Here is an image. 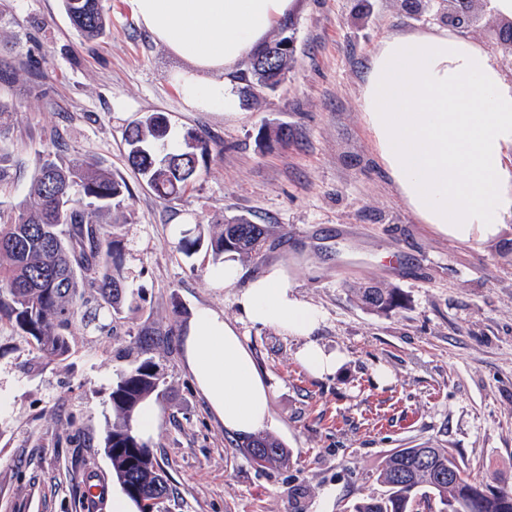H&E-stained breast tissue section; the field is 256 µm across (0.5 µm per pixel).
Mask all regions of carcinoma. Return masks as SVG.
<instances>
[{
	"instance_id": "carcinoma-1",
	"label": "carcinoma",
	"mask_w": 512,
	"mask_h": 512,
	"mask_svg": "<svg viewBox=\"0 0 512 512\" xmlns=\"http://www.w3.org/2000/svg\"><path fill=\"white\" fill-rule=\"evenodd\" d=\"M64 7L84 38L95 40L105 33L108 18L100 0H64ZM293 59L292 51L275 56L267 70L252 59L232 80L242 84L244 97L254 100L256 91L278 88ZM168 133L166 115L154 112L126 136L129 163L162 200L185 192L212 155L210 140L188 131L180 145L160 158L154 144ZM258 137L268 143L288 142L281 127L263 126ZM130 196L121 177L78 161L46 157L15 217L0 224V322L20 331L37 352L51 359L67 357L78 324L91 335H112L110 317L122 312L128 296L121 241L103 216L120 209ZM221 224L218 233L182 235L177 249L189 257L204 247L213 263L222 264L228 252L242 258L259 254L270 236L266 225L244 216ZM352 291L359 303L377 312L399 305L392 289L354 286ZM138 335L144 358L112 387L116 421L107 431L104 449L113 475L138 499L140 512H160L167 486L133 420L143 401L164 394L165 377L148 357L150 332ZM244 452L260 466L289 456L278 439L267 435L251 439ZM376 481L382 491L359 499L352 512H512V485L470 477L449 448H392Z\"/></svg>"
}]
</instances>
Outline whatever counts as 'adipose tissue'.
<instances>
[{
  "label": "adipose tissue",
  "instance_id": "obj_1",
  "mask_svg": "<svg viewBox=\"0 0 512 512\" xmlns=\"http://www.w3.org/2000/svg\"><path fill=\"white\" fill-rule=\"evenodd\" d=\"M151 38L192 63L180 75L186 102L231 110L228 79L288 20L296 0H130ZM208 81H201L200 73ZM378 156L401 199L422 223L460 242L496 237L512 220V84L499 63L448 31L385 37L359 97ZM240 318L303 341L309 373H336L343 356L316 332L321 310L303 300L275 262L237 296ZM183 359L209 410L237 437L273 420L271 391L236 325L208 308L183 329Z\"/></svg>",
  "mask_w": 512,
  "mask_h": 512
}]
</instances>
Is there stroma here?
<instances>
[{"label":"stroma","mask_w":512,"mask_h":512,"mask_svg":"<svg viewBox=\"0 0 512 512\" xmlns=\"http://www.w3.org/2000/svg\"><path fill=\"white\" fill-rule=\"evenodd\" d=\"M102 6L109 26L88 41L62 0H0V60L30 64L0 81L10 112L0 153L11 165L0 220L26 199L43 157L122 177L132 197L109 220L139 304L116 315L112 337L75 329L64 360L0 324V512H92L88 481L115 485L104 452L110 395L144 327L167 384L150 443L171 489L162 512H350L377 491L388 450L423 442L453 448L470 476L512 484V222L487 242L434 232L400 198L358 107L380 41L444 28L447 4L432 0L418 15L405 0H297L287 79L231 113L188 106L177 82L186 62L152 40L129 0ZM470 7L463 37L511 82L498 35L512 21L491 0ZM153 112L168 117L172 139L192 129L214 147L198 181L167 201L126 160L127 129ZM265 125L287 128V144L259 141ZM241 215L271 228L263 252L242 261L243 280L287 265L300 297L324 313L319 343L344 356L335 374L303 369L300 339L241 322L237 288L207 276L210 255L177 250L174 225L216 232ZM357 284L394 289L400 304L367 309ZM201 307L237 323L271 384L266 432L289 449L287 462L253 464L245 439L226 433L196 389L175 331ZM381 369L391 374L384 384Z\"/></svg>","instance_id":"stroma-1"}]
</instances>
